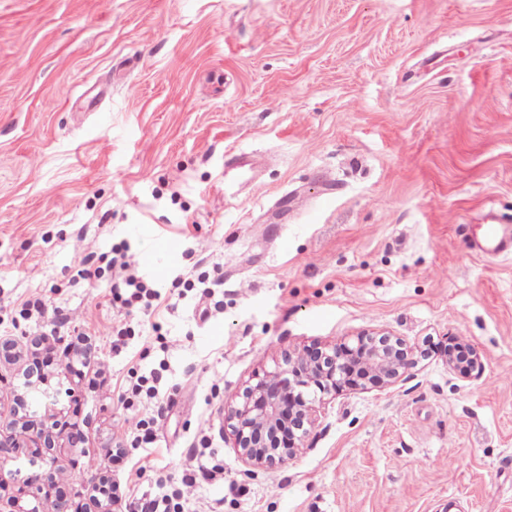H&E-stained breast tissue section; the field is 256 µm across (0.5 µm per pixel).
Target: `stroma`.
<instances>
[{
	"label": "stroma",
	"mask_w": 512,
	"mask_h": 512,
	"mask_svg": "<svg viewBox=\"0 0 512 512\" xmlns=\"http://www.w3.org/2000/svg\"><path fill=\"white\" fill-rule=\"evenodd\" d=\"M495 219L512 0H0V341L24 352L0 359V435L26 413L56 446L0 461V512L41 506L46 472L84 502L108 476L107 512L175 491L185 512H512V255L470 247ZM121 241L161 297L116 352L111 279L78 271ZM216 266L208 298L171 286ZM365 331L416 365L248 470L225 402ZM454 340L479 377L448 369ZM134 371L162 409L119 402Z\"/></svg>",
	"instance_id": "stroma-1"
}]
</instances>
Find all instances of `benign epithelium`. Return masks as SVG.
I'll return each instance as SVG.
<instances>
[{"instance_id":"benign-epithelium-1","label":"benign epithelium","mask_w":512,"mask_h":512,"mask_svg":"<svg viewBox=\"0 0 512 512\" xmlns=\"http://www.w3.org/2000/svg\"><path fill=\"white\" fill-rule=\"evenodd\" d=\"M467 352L464 364L448 352V368L468 375L481 371L479 352L471 345ZM415 363L411 348L388 332H364L351 344L316 343L284 355L274 370L255 377L224 406V423L246 465L278 468L303 448L316 405L345 388L392 385Z\"/></svg>"}]
</instances>
